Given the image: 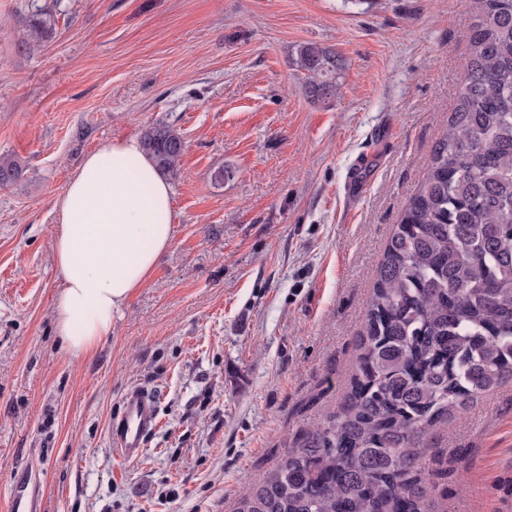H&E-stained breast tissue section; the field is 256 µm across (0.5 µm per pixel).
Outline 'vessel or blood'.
I'll return each mask as SVG.
<instances>
[{
  "mask_svg": "<svg viewBox=\"0 0 512 512\" xmlns=\"http://www.w3.org/2000/svg\"><path fill=\"white\" fill-rule=\"evenodd\" d=\"M160 424L158 397L143 388L130 389L120 412L111 420L109 435L120 462L142 459L147 443ZM40 489L30 475L20 474L12 482L8 512H40Z\"/></svg>",
  "mask_w": 512,
  "mask_h": 512,
  "instance_id": "vessel-or-blood-1",
  "label": "vessel or blood"
}]
</instances>
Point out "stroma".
<instances>
[{
    "instance_id": "1",
    "label": "stroma",
    "mask_w": 512,
    "mask_h": 512,
    "mask_svg": "<svg viewBox=\"0 0 512 512\" xmlns=\"http://www.w3.org/2000/svg\"><path fill=\"white\" fill-rule=\"evenodd\" d=\"M48 9L52 40L22 49ZM471 0H0V512H234L340 400L377 266L469 58ZM342 62L315 101L297 46ZM185 142L175 232L112 334L57 333L55 202L87 155L149 125ZM153 389L119 465L109 425ZM433 512H512V380L433 431ZM157 395L132 388L124 396L120 412L111 420L109 435L120 462L135 463L144 456L148 440L159 427ZM40 489L31 481L28 473L14 477L12 492L9 497L8 512H40Z\"/></svg>"
}]
</instances>
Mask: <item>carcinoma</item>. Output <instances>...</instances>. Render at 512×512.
<instances>
[{"mask_svg": "<svg viewBox=\"0 0 512 512\" xmlns=\"http://www.w3.org/2000/svg\"><path fill=\"white\" fill-rule=\"evenodd\" d=\"M469 62L448 127L384 250L350 387L238 500L235 512H431L432 430L512 380V0H472ZM26 49L53 38L27 21ZM306 93L336 96L341 60L305 44ZM177 175L185 143L141 136ZM22 166L0 155V186Z\"/></svg>", "mask_w": 512, "mask_h": 512, "instance_id": "carcinoma-1", "label": "carcinoma"}]
</instances>
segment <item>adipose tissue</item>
<instances>
[{"label":"adipose tissue","mask_w":512,"mask_h":512,"mask_svg":"<svg viewBox=\"0 0 512 512\" xmlns=\"http://www.w3.org/2000/svg\"><path fill=\"white\" fill-rule=\"evenodd\" d=\"M172 186L139 138L89 154L55 207L54 264L61 277L57 327L76 356L112 334L130 295L144 287L174 236Z\"/></svg>","instance_id":"obj_1"}]
</instances>
